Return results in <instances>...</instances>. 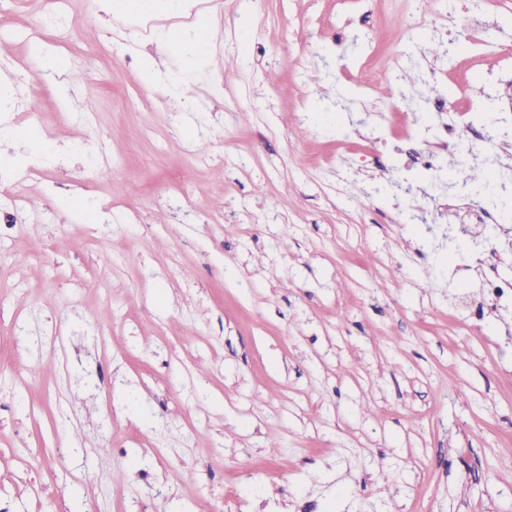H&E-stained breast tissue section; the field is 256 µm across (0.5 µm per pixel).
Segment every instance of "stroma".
<instances>
[{"mask_svg":"<svg viewBox=\"0 0 512 512\" xmlns=\"http://www.w3.org/2000/svg\"><path fill=\"white\" fill-rule=\"evenodd\" d=\"M463 6L378 0L368 40L408 58L362 94L336 78L331 38L357 32L338 0H199L205 46L191 13L91 0L49 30L0 0L30 62L0 66V96L42 103L0 157H64L0 230V512H512V321L456 211L393 223L426 189L342 149L373 107L420 119L427 65L455 95L512 93V0L464 54L441 34ZM187 68L194 111L166 88Z\"/></svg>","mask_w":512,"mask_h":512,"instance_id":"1","label":"stroma"}]
</instances>
